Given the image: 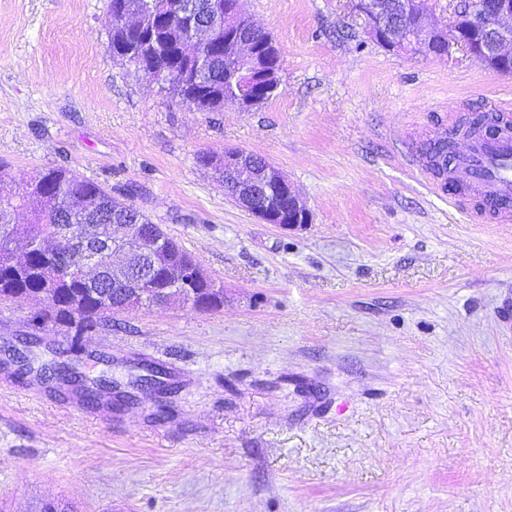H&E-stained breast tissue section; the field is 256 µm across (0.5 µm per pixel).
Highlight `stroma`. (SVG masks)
Listing matches in <instances>:
<instances>
[{
  "label": "stroma",
  "instance_id": "1",
  "mask_svg": "<svg viewBox=\"0 0 512 512\" xmlns=\"http://www.w3.org/2000/svg\"><path fill=\"white\" fill-rule=\"evenodd\" d=\"M281 50L248 111L201 112L112 58L110 0H0V160L65 166L144 211L223 307L115 314L82 358L128 384L163 368L172 414L115 411L0 372V512H512V223L407 164L512 100L458 50L389 51L355 0H243ZM280 168L311 213L254 217L200 154ZM37 302L0 304V347Z\"/></svg>",
  "mask_w": 512,
  "mask_h": 512
}]
</instances>
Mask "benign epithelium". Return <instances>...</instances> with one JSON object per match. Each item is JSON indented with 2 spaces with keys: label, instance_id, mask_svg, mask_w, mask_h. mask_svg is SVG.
<instances>
[{
  "label": "benign epithelium",
  "instance_id": "7a95c632",
  "mask_svg": "<svg viewBox=\"0 0 512 512\" xmlns=\"http://www.w3.org/2000/svg\"><path fill=\"white\" fill-rule=\"evenodd\" d=\"M211 14L224 18V24L194 25L178 29L172 22L182 20L189 11L187 0H167V19L178 45L191 52L201 67H206L213 48L228 36L233 47L224 59V95L234 105L248 111L263 100L236 94L235 90L262 79L271 87H278L280 68L270 66L269 58L256 47L251 33L259 26L243 11V0H211ZM424 0H356L364 19L365 31L388 49L405 52L411 50L417 37L425 38L421 44L427 56H449L453 49L461 48L499 71L512 63V0H477L466 14H457L453 30L476 35L477 44L468 39L451 38L447 28L435 23L423 8ZM111 23L128 31L140 32L144 22L140 15L125 8L118 0L111 11ZM255 155L243 149H226L215 156L209 168L222 166L224 190L245 210L266 224L284 228L310 222V212L287 175L276 166L264 161L258 168L252 164ZM92 234L102 232L111 237L105 257L89 249L84 240L68 242L65 258L76 261L83 279L90 285H104L101 273L112 270L108 283L114 288L134 287L133 280L143 281L147 275L144 263L151 260L161 237L157 231L145 232L139 224H93Z\"/></svg>",
  "mask_w": 512,
  "mask_h": 512
}]
</instances>
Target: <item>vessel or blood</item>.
I'll return each mask as SVG.
<instances>
[{
    "instance_id": "obj_1",
    "label": "vessel or blood",
    "mask_w": 512,
    "mask_h": 512,
    "mask_svg": "<svg viewBox=\"0 0 512 512\" xmlns=\"http://www.w3.org/2000/svg\"><path fill=\"white\" fill-rule=\"evenodd\" d=\"M409 163L437 193L464 185L476 200L471 220H512V130L488 136L451 127L423 142Z\"/></svg>"
}]
</instances>
